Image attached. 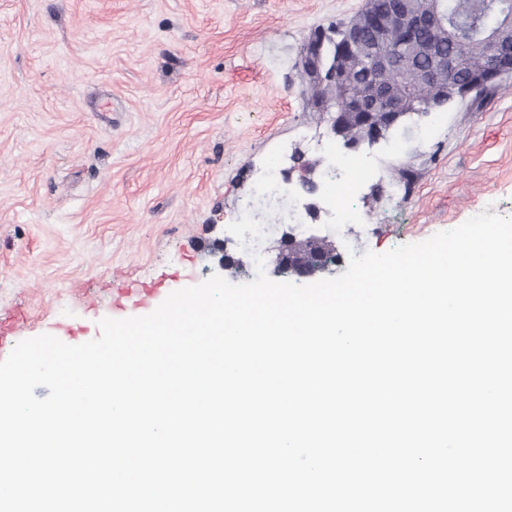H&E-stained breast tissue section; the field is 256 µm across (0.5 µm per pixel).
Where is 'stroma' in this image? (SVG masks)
<instances>
[{
    "mask_svg": "<svg viewBox=\"0 0 512 512\" xmlns=\"http://www.w3.org/2000/svg\"><path fill=\"white\" fill-rule=\"evenodd\" d=\"M365 0H0V323L12 343L79 345L116 303L145 316L158 296L218 274L255 277L241 213L271 159L293 151L322 180L328 117L307 112L293 64L316 27ZM372 169L308 232L350 254L385 253L483 211L512 217V80L411 133L362 149ZM417 171L411 191L393 166ZM383 188L381 199L372 192ZM235 266L220 265L222 255Z\"/></svg>",
    "mask_w": 512,
    "mask_h": 512,
    "instance_id": "35a3bbf8",
    "label": "stroma"
}]
</instances>
